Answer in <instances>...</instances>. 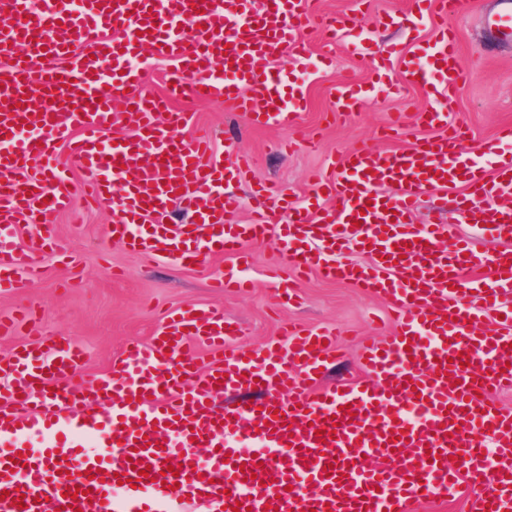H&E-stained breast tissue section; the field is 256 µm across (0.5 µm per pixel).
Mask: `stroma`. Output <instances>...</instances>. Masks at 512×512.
Segmentation results:
<instances>
[{
    "label": "stroma",
    "instance_id": "stroma-1",
    "mask_svg": "<svg viewBox=\"0 0 512 512\" xmlns=\"http://www.w3.org/2000/svg\"><path fill=\"white\" fill-rule=\"evenodd\" d=\"M494 0H477L473 9L454 22L466 80L457 93L450 120L466 128L477 142L493 141L498 128L512 124V41L493 39L483 18ZM318 13L342 12L359 23L347 41L336 47L329 66H321L325 51L316 33H309L311 61L301 73L306 84V106L294 122L276 127L251 125L241 113L219 102L188 101L195 114V132H208L216 151H223L226 134H235L253 162L252 183L284 188L296 203H308L313 189L310 173H330L333 159L359 146L402 151L415 136L383 140V126L391 113L411 114L441 100L443 88L405 84L408 62H424L436 37L432 19H418L415 0H315ZM389 58L373 96L358 111L336 110L340 82L367 83L372 65ZM112 205L52 215L56 235L46 248L41 275L19 298L0 296V317L17 307H29L42 336L65 337L88 353L78 378L89 383L107 372L113 361L136 344L147 343L170 311L186 305L220 304L225 316L239 324L236 342L246 350H260L278 340L282 321L297 319L311 328L338 327L348 331L341 353L331 360L318 386L331 389L361 377L360 340L382 342L392 331L385 299L365 293L352 282L310 274L298 285V298L279 295L267 276L279 264L276 241L252 245V260L237 267L232 258L213 255L201 267L185 268L161 261L144 264L109 234ZM232 273L251 281L242 293L214 288L219 275Z\"/></svg>",
    "mask_w": 512,
    "mask_h": 512
}]
</instances>
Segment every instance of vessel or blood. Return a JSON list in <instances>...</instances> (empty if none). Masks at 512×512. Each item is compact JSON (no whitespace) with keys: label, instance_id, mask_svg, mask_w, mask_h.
<instances>
[{"label":"vessel or blood","instance_id":"obj_1","mask_svg":"<svg viewBox=\"0 0 512 512\" xmlns=\"http://www.w3.org/2000/svg\"><path fill=\"white\" fill-rule=\"evenodd\" d=\"M0 16L13 20L0 29V294L26 288L52 227L22 246L4 232L71 209L76 166L94 203L113 202V236L147 261L202 266L216 252L243 261L272 236L293 273L389 295L396 321L384 342L364 344L366 380L333 391L317 381L336 331L294 325L247 353L231 345L237 324L219 306L169 313L89 385L73 381L86 361L79 344L21 347L0 363V512H178L187 501L211 512H407L462 485L467 512H512V413L488 399L512 385V155L470 144L446 99L388 126L396 135L432 126L436 136L401 152L342 154L315 183L333 206L300 208L262 189L245 199L224 188L248 179L236 141L220 159L208 136L179 139L191 115L171 102L189 91L264 126L286 121L305 86L269 63L306 61L312 0H80L72 12L60 0H0ZM351 22L331 17L326 42H343ZM485 24L512 40V0H496ZM147 48L175 64L166 93L148 92L134 64ZM406 74L456 90L455 32L442 28L427 67ZM365 97L343 84L336 109L354 111ZM114 127L125 133L113 140ZM486 156L492 171L478 174ZM388 183L397 187L389 198L378 191ZM454 185V212L493 230L496 248L465 240L448 251V225L413 223L423 195ZM176 201L194 211L192 223L166 224ZM245 203L253 217L242 224ZM279 209L287 224L276 223ZM350 242L371 264L335 260ZM492 310L500 317L484 326ZM196 341L214 359L201 361ZM229 390L265 397L226 410L215 397ZM32 434L35 450L24 446Z\"/></svg>","mask_w":512,"mask_h":512}]
</instances>
